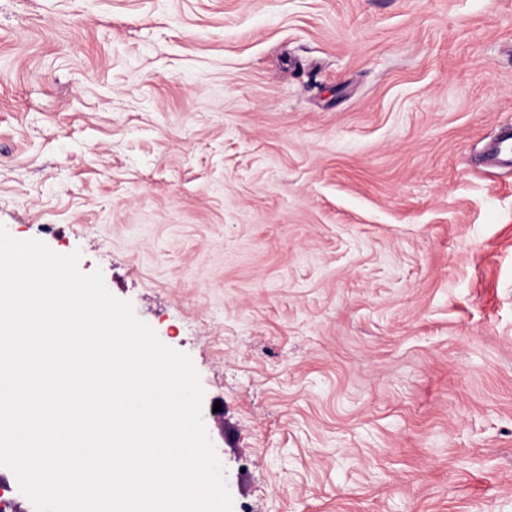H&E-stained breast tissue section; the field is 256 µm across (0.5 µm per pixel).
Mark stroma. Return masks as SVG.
I'll return each mask as SVG.
<instances>
[{
    "instance_id": "1",
    "label": "stroma",
    "mask_w": 512,
    "mask_h": 512,
    "mask_svg": "<svg viewBox=\"0 0 512 512\" xmlns=\"http://www.w3.org/2000/svg\"><path fill=\"white\" fill-rule=\"evenodd\" d=\"M512 0H0V224L191 355L233 512H512ZM510 139H512V128L504 129L486 152L485 159L499 165L512 167Z\"/></svg>"
}]
</instances>
